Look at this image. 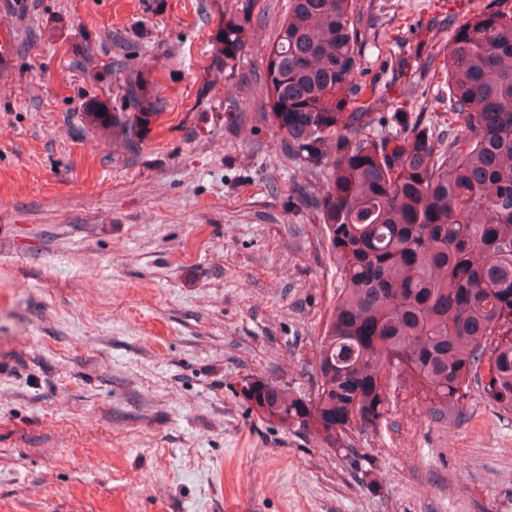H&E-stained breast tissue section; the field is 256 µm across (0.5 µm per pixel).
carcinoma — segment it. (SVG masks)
I'll return each instance as SVG.
<instances>
[{"label":"carcinoma","mask_w":512,"mask_h":512,"mask_svg":"<svg viewBox=\"0 0 512 512\" xmlns=\"http://www.w3.org/2000/svg\"><path fill=\"white\" fill-rule=\"evenodd\" d=\"M358 0H288L267 49L264 116L288 151L325 163L314 198L340 276L316 344V397L261 378L242 397L259 419L359 458L356 434L389 414L392 377L437 419L458 415L472 385L512 412V9L462 24L442 68L461 122L440 141L425 128L372 137L383 117L350 112ZM250 11L224 20L218 52L244 54ZM161 104L140 74L90 128L139 149Z\"/></svg>","instance_id":"carcinoma-1"}]
</instances>
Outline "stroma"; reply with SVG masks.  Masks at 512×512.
<instances>
[{
  "label": "stroma",
  "mask_w": 512,
  "mask_h": 512,
  "mask_svg": "<svg viewBox=\"0 0 512 512\" xmlns=\"http://www.w3.org/2000/svg\"><path fill=\"white\" fill-rule=\"evenodd\" d=\"M493 0H358L350 111L459 123L443 53ZM249 8L234 71L217 32ZM287 0H0V512H512V412L400 398L362 455L259 420L313 391L339 277L305 198L326 169L262 116ZM141 71L139 151L82 124ZM402 113L395 122L393 113Z\"/></svg>",
  "instance_id": "obj_1"
}]
</instances>
